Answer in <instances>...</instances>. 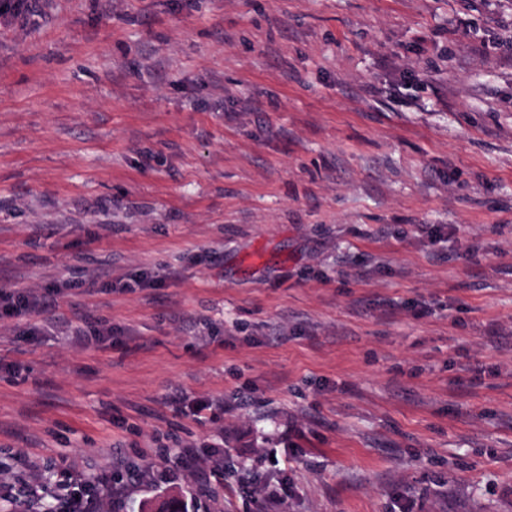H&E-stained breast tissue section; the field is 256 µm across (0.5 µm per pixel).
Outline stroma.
<instances>
[{
  "label": "stroma",
  "instance_id": "35a3bbf8",
  "mask_svg": "<svg viewBox=\"0 0 512 512\" xmlns=\"http://www.w3.org/2000/svg\"><path fill=\"white\" fill-rule=\"evenodd\" d=\"M56 287L0 319V512L59 456L190 444L223 486L104 512H512V0H34L0 290Z\"/></svg>",
  "mask_w": 512,
  "mask_h": 512
}]
</instances>
